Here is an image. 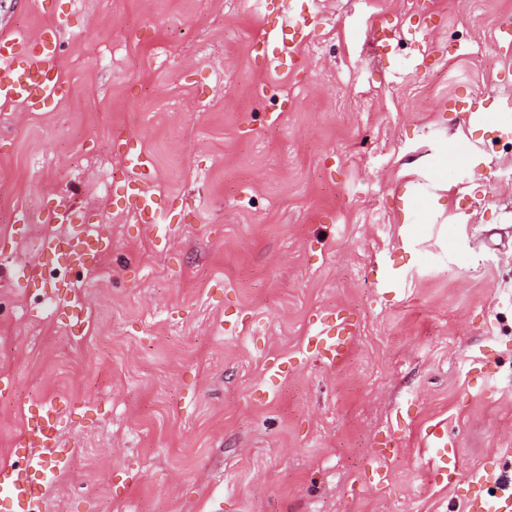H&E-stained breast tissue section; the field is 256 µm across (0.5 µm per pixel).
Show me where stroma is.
Returning a JSON list of instances; mask_svg holds the SVG:
<instances>
[{
    "instance_id": "35a3bbf8",
    "label": "stroma",
    "mask_w": 512,
    "mask_h": 512,
    "mask_svg": "<svg viewBox=\"0 0 512 512\" xmlns=\"http://www.w3.org/2000/svg\"><path fill=\"white\" fill-rule=\"evenodd\" d=\"M52 2L60 100H0V467L51 404L54 512H467L466 481L430 473L439 422L512 488V111L498 130L454 107L504 101L512 0ZM51 21L0 0V34ZM131 147L160 244L124 210ZM78 203L110 241L91 274L38 258L63 230L41 212ZM30 264L70 283L82 327L9 287ZM332 312L355 330L335 367L308 347ZM376 467L387 486L362 483ZM130 166L128 188L130 196L135 198V206L139 211L141 221L152 230H156V238H165L166 224H159L162 213L160 197L155 193V171L152 159L142 151H132L127 154Z\"/></svg>"
}]
</instances>
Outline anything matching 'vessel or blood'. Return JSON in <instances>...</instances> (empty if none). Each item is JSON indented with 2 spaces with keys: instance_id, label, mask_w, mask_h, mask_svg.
Returning <instances> with one entry per match:
<instances>
[{
  "instance_id": "vessel-or-blood-1",
  "label": "vessel or blood",
  "mask_w": 512,
  "mask_h": 512,
  "mask_svg": "<svg viewBox=\"0 0 512 512\" xmlns=\"http://www.w3.org/2000/svg\"><path fill=\"white\" fill-rule=\"evenodd\" d=\"M68 28L66 18L57 17L38 37L19 33L9 38L0 37V99L23 104L27 110L42 112L58 97L62 85L54 67L56 39ZM130 166L128 187L135 198V206L143 223L154 229L158 238H165L166 227L160 224V198L154 190L155 171L151 158L140 151L127 155ZM352 325L340 319L324 323L316 336L318 357L328 366L344 362L350 351ZM60 423L52 408H41L29 415L23 431L15 439L21 449L42 446L56 447ZM426 442L438 459L435 473L441 479L458 478L460 472L455 444L448 438L447 428L435 425L426 434ZM467 495L468 512H512V491L498 486L494 467L486 466L469 472ZM0 491L11 500L12 512H49L45 494L21 470L15 467L0 469Z\"/></svg>"
}]
</instances>
